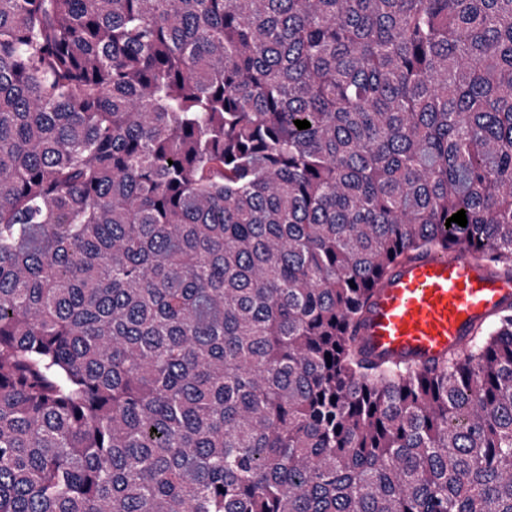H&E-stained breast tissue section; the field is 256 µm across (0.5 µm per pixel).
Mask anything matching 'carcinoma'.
<instances>
[{
  "instance_id": "1",
  "label": "carcinoma",
  "mask_w": 512,
  "mask_h": 512,
  "mask_svg": "<svg viewBox=\"0 0 512 512\" xmlns=\"http://www.w3.org/2000/svg\"><path fill=\"white\" fill-rule=\"evenodd\" d=\"M431 252L512 276V0H0V512H512V308L354 336Z\"/></svg>"
}]
</instances>
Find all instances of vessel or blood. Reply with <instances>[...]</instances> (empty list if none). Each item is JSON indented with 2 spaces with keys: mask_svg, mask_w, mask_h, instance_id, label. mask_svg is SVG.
I'll list each match as a JSON object with an SVG mask.
<instances>
[{
  "mask_svg": "<svg viewBox=\"0 0 512 512\" xmlns=\"http://www.w3.org/2000/svg\"><path fill=\"white\" fill-rule=\"evenodd\" d=\"M510 308L512 280L468 254H430L378 284L357 343L376 357L429 365L466 349L480 324Z\"/></svg>",
  "mask_w": 512,
  "mask_h": 512,
  "instance_id": "b4317fda",
  "label": "vessel or blood"
}]
</instances>
